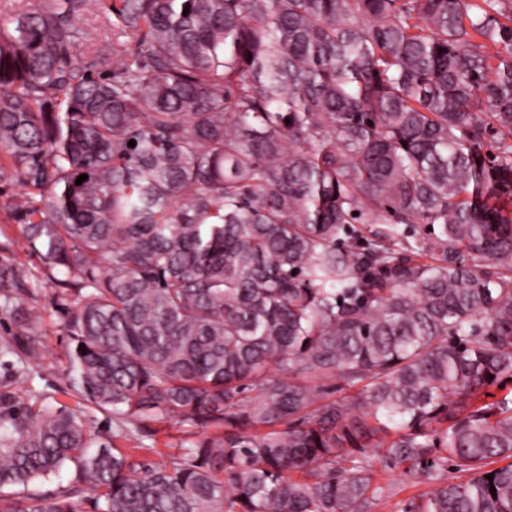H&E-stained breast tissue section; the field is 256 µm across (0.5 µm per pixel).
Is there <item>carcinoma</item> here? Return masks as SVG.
Returning <instances> with one entry per match:
<instances>
[{"instance_id": "1", "label": "carcinoma", "mask_w": 512, "mask_h": 512, "mask_svg": "<svg viewBox=\"0 0 512 512\" xmlns=\"http://www.w3.org/2000/svg\"><path fill=\"white\" fill-rule=\"evenodd\" d=\"M470 2L28 0L0 22V207L40 262L0 263L4 352L40 361L52 288L74 395L185 434L144 461L5 390L0 512H371L379 450L432 484L403 512H512V392H491L512 0ZM99 11L91 71L76 17Z\"/></svg>"}]
</instances>
